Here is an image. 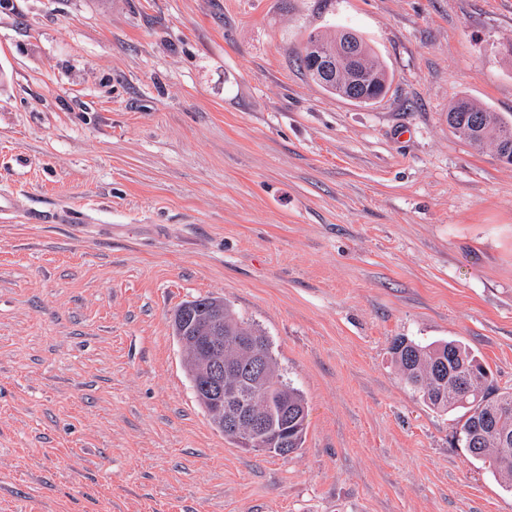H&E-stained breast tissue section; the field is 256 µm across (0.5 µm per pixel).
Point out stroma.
<instances>
[{
    "instance_id": "35a3bbf8",
    "label": "stroma",
    "mask_w": 512,
    "mask_h": 512,
    "mask_svg": "<svg viewBox=\"0 0 512 512\" xmlns=\"http://www.w3.org/2000/svg\"><path fill=\"white\" fill-rule=\"evenodd\" d=\"M356 29L392 78L314 83ZM512 0H0V512H512L400 383L457 339L512 390ZM216 295L308 405L302 448L209 423L169 327ZM349 37L354 39L360 47L361 61L364 68L375 74L376 84L374 88H372V86L368 87V95H380L383 97L390 85L389 73L376 52L352 28H350V30H341L334 36H324L321 34L309 35L304 45L306 48L322 49L329 52L336 50V53L333 54L311 51L309 55L311 71L315 74L317 79L328 82L335 81L341 60L347 62L357 60L358 52L353 44H339ZM299 60L302 64V66L307 71L310 78L317 83L318 85L322 86L327 91L336 94L337 97L344 96L345 98L350 99H359L362 96L363 89L366 88V86L371 81V75L368 74L366 71H362L361 69L357 68L356 66H352L349 72L345 75L344 80L342 81L341 91L340 93H336L337 87L336 82L332 83L331 85H325L319 81H317L312 74L308 71V64L306 63V58H303L302 51L300 52ZM460 104L463 107L458 112ZM465 115H468L465 121ZM448 126L472 146L483 148L490 143L502 162L512 164V116L493 112L479 106L466 97L458 98L448 110ZM504 135L511 139L507 140Z\"/></svg>"
}]
</instances>
